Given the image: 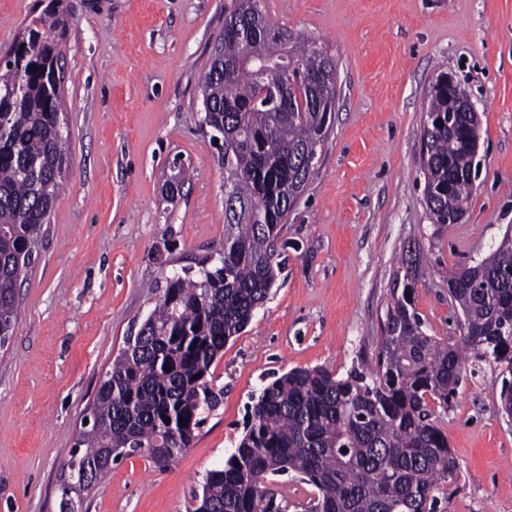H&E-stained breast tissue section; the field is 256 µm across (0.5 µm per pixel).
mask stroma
<instances>
[{
    "label": "stroma",
    "instance_id": "1",
    "mask_svg": "<svg viewBox=\"0 0 512 512\" xmlns=\"http://www.w3.org/2000/svg\"><path fill=\"white\" fill-rule=\"evenodd\" d=\"M236 0H63L70 165L0 349V512H61V467L100 381L163 294L165 277L224 248V168L200 86ZM38 0H0V52ZM336 65L333 126L275 244L278 277L211 368L224 399L167 468L136 453L76 512H193L207 471L241 439L274 376L373 363L392 293L413 284L428 335L458 338L449 270L512 230V0H264ZM453 73L480 118L474 190L433 224L420 171L425 104ZM182 166L180 194L165 181ZM501 377L465 363L441 421L461 477L445 512H512V419Z\"/></svg>",
    "mask_w": 512,
    "mask_h": 512
}]
</instances>
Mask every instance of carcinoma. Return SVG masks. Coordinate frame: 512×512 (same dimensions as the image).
<instances>
[{
	"mask_svg": "<svg viewBox=\"0 0 512 512\" xmlns=\"http://www.w3.org/2000/svg\"><path fill=\"white\" fill-rule=\"evenodd\" d=\"M46 9L49 18L35 16L24 28V49L0 56V348L13 335L17 288L69 165L62 90L52 80L61 50L44 32L66 28V20L59 0ZM288 56L311 87L301 98L288 94L286 110L266 107L256 60L280 78ZM331 63L317 45L294 44L288 28L267 18L262 0H238L225 16L222 53L201 88L203 124L224 129V250L193 276L166 277L158 304L113 359L91 424L64 464L70 491L63 512H75L74 497L100 480L94 470L108 471L131 451L169 466L219 407L222 391L210 368L275 284L274 243L312 174L306 160L330 132L325 117L335 111V83L315 76ZM445 75L427 96L422 173L432 222L449 228L472 195L459 177L473 172L479 127L441 84ZM448 298L460 315L456 342L425 332L405 287L387 307L369 372L339 378L323 367L299 368L266 384L234 452L206 473L194 512H288L268 487L288 474L314 488L308 512H438L461 473L439 420L456 396L467 353L500 370L501 407L512 416L511 232L448 275Z\"/></svg>",
	"mask_w": 512,
	"mask_h": 512,
	"instance_id": "1",
	"label": "carcinoma"
}]
</instances>
